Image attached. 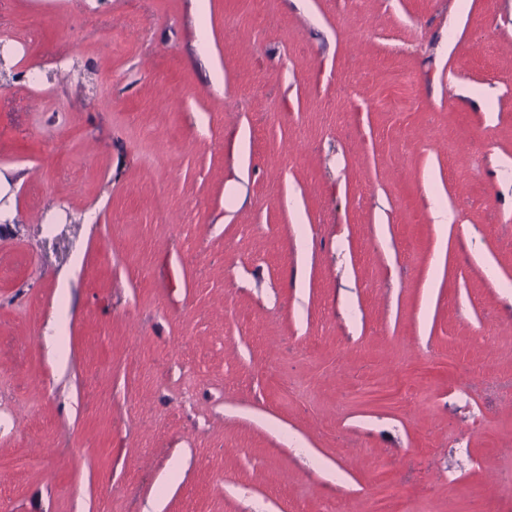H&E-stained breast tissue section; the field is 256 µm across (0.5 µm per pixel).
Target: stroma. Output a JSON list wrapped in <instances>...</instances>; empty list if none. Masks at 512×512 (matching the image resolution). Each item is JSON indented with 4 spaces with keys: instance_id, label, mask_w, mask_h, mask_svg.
Segmentation results:
<instances>
[{
    "instance_id": "stroma-1",
    "label": "stroma",
    "mask_w": 512,
    "mask_h": 512,
    "mask_svg": "<svg viewBox=\"0 0 512 512\" xmlns=\"http://www.w3.org/2000/svg\"><path fill=\"white\" fill-rule=\"evenodd\" d=\"M454 4L0 0V512H512V0Z\"/></svg>"
}]
</instances>
